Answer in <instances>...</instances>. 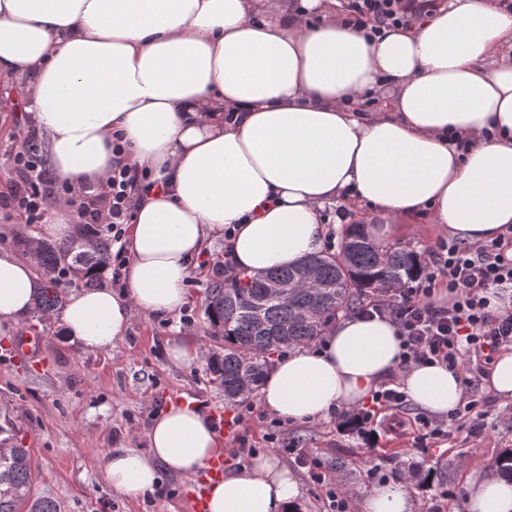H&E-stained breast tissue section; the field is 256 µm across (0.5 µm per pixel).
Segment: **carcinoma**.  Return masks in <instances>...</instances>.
Returning a JSON list of instances; mask_svg holds the SVG:
<instances>
[{
    "instance_id": "carcinoma-1",
    "label": "carcinoma",
    "mask_w": 512,
    "mask_h": 512,
    "mask_svg": "<svg viewBox=\"0 0 512 512\" xmlns=\"http://www.w3.org/2000/svg\"><path fill=\"white\" fill-rule=\"evenodd\" d=\"M69 254L66 246H46L43 264L54 271ZM73 262L88 270L105 265L107 252L78 253ZM316 273L311 288H290L288 296L271 293L269 284L295 281L298 268L271 269L258 275L239 273L209 289L207 315L224 342L223 351L211 357L210 372L224 396L247 398L261 386L270 355L324 336L327 326L346 314L360 299L387 294L414 280L420 270L419 255L403 246H380L363 224H349L340 248L309 257ZM61 299V291L47 285L39 292V309ZM499 476L512 480V448L496 461ZM30 449L17 442L15 428L0 425V512H61L59 503L33 494Z\"/></svg>"
}]
</instances>
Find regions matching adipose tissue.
I'll return each mask as SVG.
<instances>
[{"instance_id":"ef3b65f1","label":"adipose tissue","mask_w":512,"mask_h":512,"mask_svg":"<svg viewBox=\"0 0 512 512\" xmlns=\"http://www.w3.org/2000/svg\"><path fill=\"white\" fill-rule=\"evenodd\" d=\"M0 0V79L20 83L55 175L98 194L115 164L155 182L122 238L124 288H75L55 319L83 350L111 351L135 314L187 302L190 262L225 239L234 273L291 268L322 250L330 205H369L379 235L430 210L437 232L481 244L512 228V11L444 0L411 29L367 36L336 0ZM381 98L356 111L351 95ZM124 150L113 153L114 140ZM66 205L26 253L0 249V333L33 313L41 241L72 234ZM322 348L271 366L263 407L288 422L357 408L391 375L433 414L459 404L447 368L399 371L395 324L347 316ZM147 451L115 448L112 488L139 499L159 471L186 478L225 453L202 406L169 403ZM207 512H299L297 476L268 455L209 481ZM395 481L361 512H417ZM467 512H512V483L470 484Z\"/></svg>"}]
</instances>
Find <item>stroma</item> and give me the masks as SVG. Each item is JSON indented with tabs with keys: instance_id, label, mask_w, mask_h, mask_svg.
<instances>
[{
	"instance_id": "obj_1",
	"label": "stroma",
	"mask_w": 512,
	"mask_h": 512,
	"mask_svg": "<svg viewBox=\"0 0 512 512\" xmlns=\"http://www.w3.org/2000/svg\"><path fill=\"white\" fill-rule=\"evenodd\" d=\"M33 123L18 103L16 84L0 82V183L11 178L6 149L21 144ZM223 260V242L213 243L195 261L186 306L164 318L134 317L111 351L86 352L64 342L51 315L38 312L0 338V424L12 423L31 451L34 493L58 500L61 512H185L187 496L200 488L196 480L163 472L154 493L134 500L107 484L103 461L115 448L146 449L152 416L170 401L189 398L211 411L244 413L230 447L246 439L255 453L276 455L294 470L303 483L299 512H322L325 497L324 488L299 465V449L340 483L353 512L373 485L367 470L377 465L387 475L404 474L420 503L417 512H466L473 477L512 448V423L500 418L504 409H512V400L487 389L488 364L475 356L466 364L482 401L474 434L452 421L447 434L421 449L413 436L394 439L384 432L369 441L342 419L326 417L289 424L287 444L269 443L264 433L273 416L260 395L227 402L209 371V359L222 342L206 315L207 293L220 280ZM185 338L197 344L200 358L179 368L170 364L166 348L168 341Z\"/></svg>"
}]
</instances>
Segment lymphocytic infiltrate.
I'll use <instances>...</instances> for the list:
<instances>
[{
    "label": "lymphocytic infiltrate",
    "instance_id": "obj_1",
    "mask_svg": "<svg viewBox=\"0 0 512 512\" xmlns=\"http://www.w3.org/2000/svg\"><path fill=\"white\" fill-rule=\"evenodd\" d=\"M437 2L337 0L336 9L349 25L375 33L411 27ZM38 136L36 129H28L24 142L9 151L12 180L6 208L18 211L27 223L41 224L52 205L61 201L76 207L81 222L91 231L106 229L113 242H120L126 224L133 221L138 198L154 186L149 173L128 165L115 169L102 191L91 197L49 175L38 153ZM507 249L499 238L478 245L457 238L441 242L422 260L415 284L361 301L352 312L376 315L397 325L402 338L401 368L439 364L466 377L467 357L488 362L501 346L512 345V309L493 312L486 298L489 289L512 288V257ZM438 288L447 289V304L435 303L433 294ZM407 406L405 393L386 383L354 411L353 420L371 425L385 411L401 417Z\"/></svg>",
    "mask_w": 512,
    "mask_h": 512
}]
</instances>
